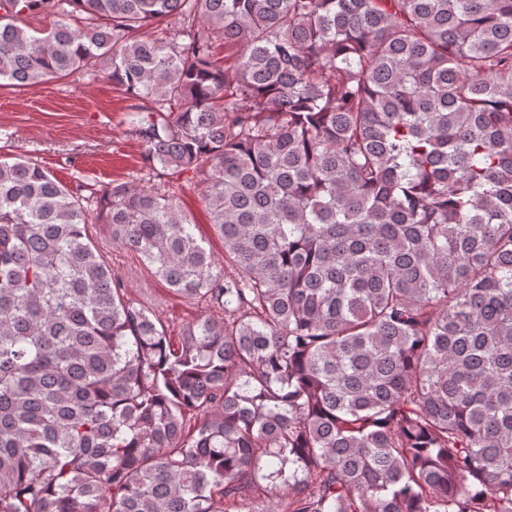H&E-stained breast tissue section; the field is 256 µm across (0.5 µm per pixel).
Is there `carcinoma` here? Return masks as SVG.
I'll return each instance as SVG.
<instances>
[{"label": "carcinoma", "mask_w": 512, "mask_h": 512, "mask_svg": "<svg viewBox=\"0 0 512 512\" xmlns=\"http://www.w3.org/2000/svg\"><path fill=\"white\" fill-rule=\"evenodd\" d=\"M77 72L237 276L170 190L0 160V512H512V0H0V81ZM200 175L192 172L184 173L179 180L174 181L173 189L176 191L181 208L193 217L197 224V235H202L209 241V248L213 251L218 267L223 269L224 276L236 275L234 267L224 263V244L216 237L209 224L210 218L202 200L203 183ZM91 231L92 241L104 260L124 281L127 297L148 308L173 341L178 342L185 326L208 311L206 303L172 293L137 254L112 245V232L107 224H94Z\"/></svg>", "instance_id": "obj_1"}]
</instances>
